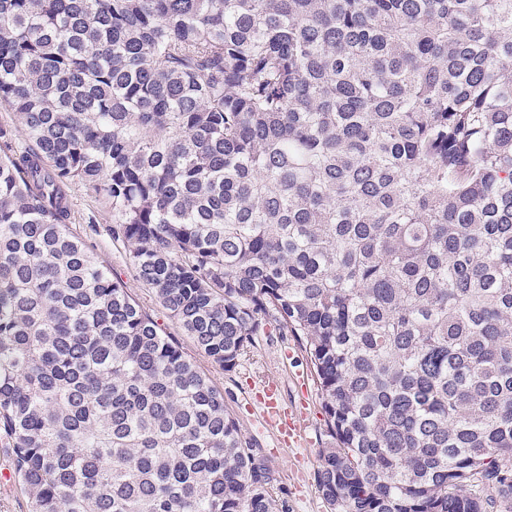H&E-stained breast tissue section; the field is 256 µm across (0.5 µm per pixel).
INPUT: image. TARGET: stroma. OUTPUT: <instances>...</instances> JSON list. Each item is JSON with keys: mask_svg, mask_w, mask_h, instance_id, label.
<instances>
[{"mask_svg": "<svg viewBox=\"0 0 512 512\" xmlns=\"http://www.w3.org/2000/svg\"><path fill=\"white\" fill-rule=\"evenodd\" d=\"M71 227L128 289L145 312L161 325L183 353L224 394V406L239 423L241 432L264 455L274 472L273 497L286 512H326L317 484L321 451L329 438L324 427L321 396L303 351L292 336L282 335L274 321H267L256 337L252 356L233 370H224L195 347L169 317L154 293L136 278L129 256L112 240V219L106 202L90 195L80 183L68 189ZM275 387L284 416L306 414L307 442L298 446L263 416V399Z\"/></svg>", "mask_w": 512, "mask_h": 512, "instance_id": "35a3bbf8", "label": "stroma"}]
</instances>
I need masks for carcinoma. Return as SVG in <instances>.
I'll return each instance as SVG.
<instances>
[{"instance_id":"obj_1","label":"carcinoma","mask_w":512,"mask_h":512,"mask_svg":"<svg viewBox=\"0 0 512 512\" xmlns=\"http://www.w3.org/2000/svg\"><path fill=\"white\" fill-rule=\"evenodd\" d=\"M0 446L29 512H273L197 348L305 353L327 512H512V0H0Z\"/></svg>"}]
</instances>
